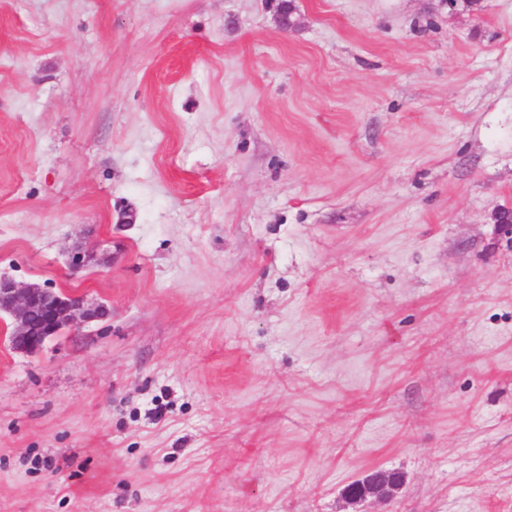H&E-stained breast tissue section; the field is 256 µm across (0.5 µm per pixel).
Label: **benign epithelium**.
<instances>
[{
    "label": "benign epithelium",
    "instance_id": "1",
    "mask_svg": "<svg viewBox=\"0 0 512 512\" xmlns=\"http://www.w3.org/2000/svg\"><path fill=\"white\" fill-rule=\"evenodd\" d=\"M13 318L14 329L10 339L18 351L33 353L63 329L76 324L104 319L109 311L102 305H93L85 298L57 293L38 284L19 286L0 277V312ZM400 483L391 472L374 469L355 482L361 491V500L381 501L393 496Z\"/></svg>",
    "mask_w": 512,
    "mask_h": 512
}]
</instances>
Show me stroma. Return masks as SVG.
I'll return each mask as SVG.
<instances>
[{
  "label": "stroma",
  "mask_w": 512,
  "mask_h": 512,
  "mask_svg": "<svg viewBox=\"0 0 512 512\" xmlns=\"http://www.w3.org/2000/svg\"><path fill=\"white\" fill-rule=\"evenodd\" d=\"M279 2L0 0V512H512V0ZM13 318L10 336L18 351L33 353L63 329L76 324L104 319L109 311L90 304L82 296L56 293L38 284L19 286L0 277V312ZM399 486L400 483L392 479L391 472L374 469L367 471L364 478L356 480L353 488L361 491L359 500L381 501L393 496Z\"/></svg>",
  "instance_id": "35a3bbf8"
}]
</instances>
